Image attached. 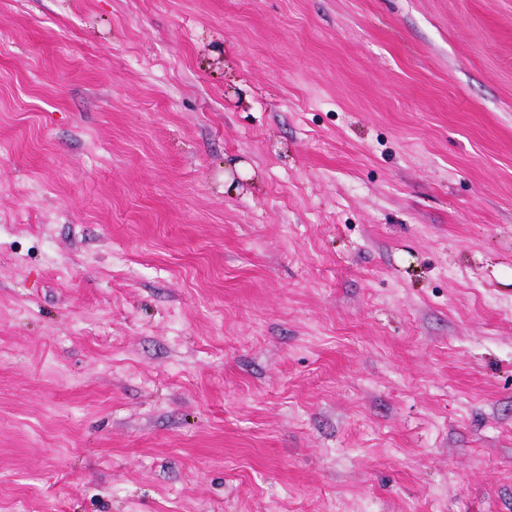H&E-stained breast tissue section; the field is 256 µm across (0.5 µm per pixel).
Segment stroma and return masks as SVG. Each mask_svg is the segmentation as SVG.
Here are the masks:
<instances>
[{
	"instance_id": "35a3bbf8",
	"label": "stroma",
	"mask_w": 512,
	"mask_h": 512,
	"mask_svg": "<svg viewBox=\"0 0 512 512\" xmlns=\"http://www.w3.org/2000/svg\"><path fill=\"white\" fill-rule=\"evenodd\" d=\"M0 512H512V0H0Z\"/></svg>"
}]
</instances>
